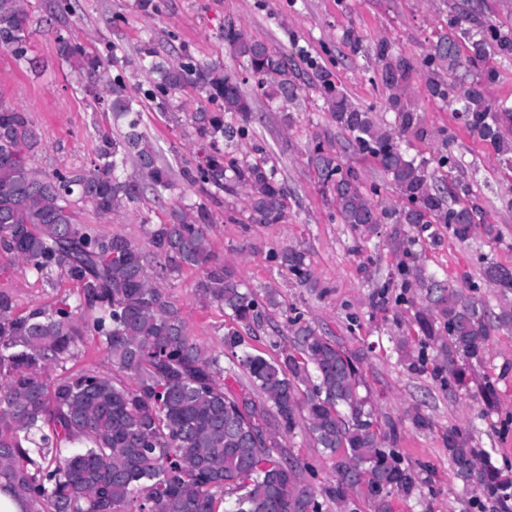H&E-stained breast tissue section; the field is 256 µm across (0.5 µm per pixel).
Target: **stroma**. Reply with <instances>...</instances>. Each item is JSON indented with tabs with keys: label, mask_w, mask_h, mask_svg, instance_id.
<instances>
[{
	"label": "stroma",
	"mask_w": 512,
	"mask_h": 512,
	"mask_svg": "<svg viewBox=\"0 0 512 512\" xmlns=\"http://www.w3.org/2000/svg\"><path fill=\"white\" fill-rule=\"evenodd\" d=\"M157 11L143 14L135 0H67L65 30L79 42L99 49L111 44L123 48L118 65L109 75H122L129 92H136L147 78L140 70L139 48L146 37H154L166 48L185 49L202 61H221L233 66L224 44L225 19L237 21L252 37L293 57L308 54L331 68L336 81L351 101L361 108H374L378 117L392 122L377 79L373 49L380 40L390 41L413 57L422 56L448 22V0H156ZM55 0H26L36 24L30 31L32 51L46 64L35 74L19 69L10 51L0 48V99L27 112L40 135L32 160L36 170L51 174L57 169L90 168L102 132L113 128L111 113L92 98L76 92V79L62 65L51 29L42 19ZM354 28L363 36L362 48L352 52L341 35ZM313 73L301 75L299 97L282 106L254 96L258 116L253 133L242 146L249 151L259 145L272 155L279 176L288 188L287 215L278 224L246 221L243 196L224 197L213 206L210 229L216 257L233 268L256 291L276 289L280 309L267 311L260 320L240 327L239 332L253 352L274 355L275 343H288L289 317L298 315L312 322L319 333L350 350H364L363 376L374 396L380 417L391 418L397 430V446L406 465L422 473L424 480L415 493L393 500V512H512L507 504L475 501L464 489L448 462L446 436L450 426L469 429L476 446L487 449L495 465H512V325L495 328L482 367L496 390L497 403L486 411L479 394L453 396L442 379L433 375L434 351L427 348L414 319L413 309H399L398 279L390 278L395 260L386 244L390 225H380L377 234L363 237L349 225L334 220L314 170L308 164L315 136L334 131L329 108L317 90ZM411 95L423 112L427 125L447 132L449 149L458 160L453 169L438 170L445 183L474 180L485 221L498 225L499 239L476 235L461 243L440 229L428 238L413 226L407 236L419 238L422 261L436 279L477 283L479 294L491 314L512 306V295L501 297L484 283L485 263L512 267V167L479 139L464 133L451 107L427 97L420 80H413ZM206 104L193 87L178 94L174 108L157 111L153 102L143 104L142 129L159 148L161 159L174 173L176 189L164 200L144 195L126 204L111 219L82 207L76 216L81 224H92L105 236L121 235L141 248H148L147 229L164 224L172 209L198 200L197 187L188 185L184 170L193 168L200 146L193 135L190 116ZM303 249L315 280L329 285L320 296L300 284L272 259V252ZM200 273L183 270L165 282L163 289L180 307L192 336L204 346L218 350L230 320L217 307L203 303L196 291ZM66 277L54 285L42 282L31 271L0 255V290L9 292L18 310L28 312L55 303L72 293ZM406 342L424 366L409 367L398 360L396 345ZM430 422L417 428L413 412ZM288 451L316 473V491L334 484L331 465L315 448L303 429L286 441Z\"/></svg>",
	"instance_id": "obj_1"
}]
</instances>
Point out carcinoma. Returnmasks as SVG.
<instances>
[{"mask_svg": "<svg viewBox=\"0 0 512 512\" xmlns=\"http://www.w3.org/2000/svg\"><path fill=\"white\" fill-rule=\"evenodd\" d=\"M470 21L467 9L451 4L447 30L419 60L388 41L375 45L377 77L386 108L394 112L388 126L372 110L350 103L315 58L297 62L245 35L230 18L222 34L235 68L187 52L170 62L153 38L144 40L140 66L150 75L145 98L165 111L190 85L216 106L190 116L203 157L184 171L206 201L193 203L189 213L175 209L168 223L148 229L152 272L141 247L77 223L76 210L88 204L106 218L147 190L161 200L173 189L172 170L141 131L138 100L125 81L117 76L100 84L117 61L118 46L92 50L67 34L55 36L57 55L79 90L104 104L125 131L101 134L93 168L43 175L31 163L39 135L29 116L0 101V252L46 279L59 270L75 287L73 298L28 313L0 292V490L20 501L23 512H322L306 466L282 443L300 425L331 460L336 483L324 493L339 512H354L359 491L374 512H393L392 498L416 489L420 473L391 447L395 425L381 423L360 372L363 353L319 334L299 315L289 319V344L273 357L248 351L233 327L224 332V349L210 351L191 336L181 309L156 281L184 268L200 271L201 299L235 323L248 324L260 309L280 307L275 289L257 296L215 258L207 202L241 192L247 223L285 219L286 192L273 159L259 146L253 148L256 157L235 158L231 150L256 121L242 85L252 80L256 93L284 106L297 100V78L310 69L343 137L335 142L329 133L319 134L309 153L336 218L367 237L381 224L395 225L389 236L394 274L412 295L406 302L418 297L423 303L415 320L437 350L441 365L435 372L448 373V393L473 384L493 404V385L477 372L493 331L477 287L424 274L416 240L397 228L440 226L460 242L478 230L492 240L501 235L497 225L484 222L472 184H438L430 161L402 146L409 137L432 136L408 100L418 75L430 97L452 106L466 132L512 162V106L492 104L484 95V85L498 77L487 62L512 61V26L474 29ZM31 26L22 0H0V47L26 70L38 67ZM350 151L380 169L399 206H383L363 193L344 160ZM131 160L137 161L134 173L127 172ZM276 258L297 281L318 287L304 252L287 249ZM484 275L503 293L512 291V267L490 262ZM89 340L130 383L110 372H68L66 363ZM52 367L62 374L51 377ZM239 368L250 389L237 393L228 380L237 379ZM448 461L466 489L488 500L512 498V478L473 445L468 431L448 428Z\"/></svg>", "mask_w": 512, "mask_h": 512, "instance_id": "carcinoma-1", "label": "carcinoma"}]
</instances>
